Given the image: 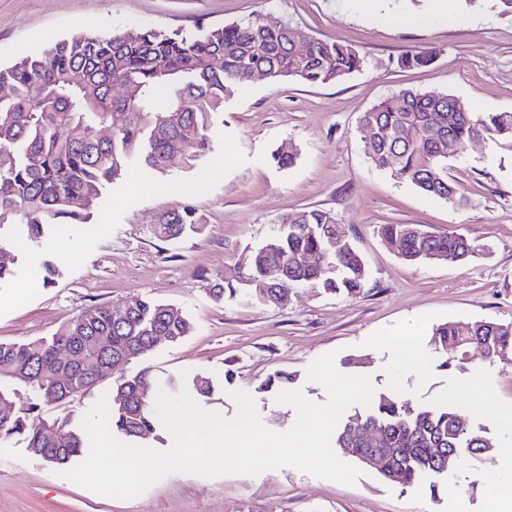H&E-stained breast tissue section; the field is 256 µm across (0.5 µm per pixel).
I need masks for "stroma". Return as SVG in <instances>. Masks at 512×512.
I'll return each instance as SVG.
<instances>
[{
    "mask_svg": "<svg viewBox=\"0 0 512 512\" xmlns=\"http://www.w3.org/2000/svg\"><path fill=\"white\" fill-rule=\"evenodd\" d=\"M435 4L383 0L390 21L382 24L355 0H0L2 65L80 33L127 34L143 26L193 32L257 16L354 46L365 58L359 71L326 85L246 80L224 103L212 152L191 167L128 176L93 208L90 223L58 226L42 244L12 234L9 247L20 263L0 283V342L49 337L88 307L119 308L146 295L181 308L192 333L113 369L61 404L33 408L30 390L16 387L15 409H30L34 422L64 418L78 427L121 378L146 366L163 381L209 376L214 392L203 406L227 418L236 411L231 392H245L262 423L281 432L294 424L296 411L276 393L259 392V384L285 372L293 389L325 401L307 369L332 351L339 365L359 359L356 375L411 406L453 401L485 429L495 450L465 459L434 498L423 486L391 484L366 467L351 486L285 467L218 478L174 472L120 500L63 478L62 466L16 439L0 449V512H491L490 483L512 494V478L499 469L512 457V435L459 390L478 378L512 406V366L475 350L464 367L445 368L430 345L433 328L446 321L512 322V139L483 140L449 159L448 179L467 199L462 207L393 178L364 151L362 113L403 89L448 94L473 112H512V16L501 13L497 0H448L456 16L450 26L396 22ZM410 50L432 52L433 63L401 68L398 61ZM285 141L299 157L281 168L271 154ZM147 182L154 186L148 195L140 189ZM188 207L202 215L201 232L156 236L161 213ZM309 209L333 214L341 242L362 255L368 281L359 295L295 288L278 306L213 299L209 286L223 280L226 268L249 270L253 251L274 226ZM381 224L460 233L485 251L464 267L410 264L378 234ZM45 260L58 271L50 284L40 270ZM407 350L429 358L428 374L409 369ZM228 367L235 371L229 383Z\"/></svg>",
    "mask_w": 512,
    "mask_h": 512,
    "instance_id": "obj_1",
    "label": "stroma"
}]
</instances>
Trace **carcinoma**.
I'll return each instance as SVG.
<instances>
[{"instance_id":"cac0c4a2","label":"carcinoma","mask_w":512,"mask_h":512,"mask_svg":"<svg viewBox=\"0 0 512 512\" xmlns=\"http://www.w3.org/2000/svg\"><path fill=\"white\" fill-rule=\"evenodd\" d=\"M296 30L268 26L255 17L240 23L165 33L142 28L135 37L110 38L78 34L51 49L26 55L0 66V283L14 274L18 257L7 241L16 228L36 243L63 223L86 224L91 207L112 185L133 171L166 173L185 168L211 150L213 116L224 111V100L241 84L247 69L285 79L321 85L337 82L359 70L364 58L353 46L319 39L300 55L293 49ZM433 60L428 51H410L399 65L424 67ZM133 112L134 123L116 124V116ZM369 133L365 151L371 163L423 193L462 203L448 181V158L458 155L478 135L484 139L512 137V112H468L459 99L403 89L361 116ZM112 135L98 137L99 128ZM298 152L281 144L271 155L280 167L294 164ZM202 218L193 210L166 212L155 225L156 235L175 239L198 232ZM377 232L392 242L406 261L440 259L464 267L481 248L462 234H438L421 224H381ZM338 225L324 210H303L283 220L252 256L247 279L264 288L242 287L235 269L209 288L215 301L244 298L266 305L281 293L306 288L315 294H360L368 270L360 253L351 248L336 253ZM314 256L332 266L309 264ZM272 266L282 269L277 282L266 281ZM193 330L183 311L147 296L128 301L123 315L109 305L92 306L63 324L51 337L23 343H0V403L10 399L15 385L26 386L37 398L31 409L87 392L100 367L118 366L144 358L161 344H173ZM106 336L109 345L99 339ZM431 344L446 356L442 366L468 363V351L479 346L494 363L512 362V323L488 320L448 321L437 325ZM68 345L70 360L57 349ZM149 368L122 379L112 389V426L125 438L147 446L160 421L149 394ZM189 391L200 399L213 392L211 380L193 377ZM382 432L387 456L379 474L399 473L400 483L426 484L431 497L464 457L476 458L495 447L480 427L472 426L448 401L413 408L391 392L371 398L366 411L350 416ZM52 464H66L83 452L81 434L70 421L58 418L37 425L29 411L0 418V448L15 438ZM341 450L365 447L363 436L346 426L335 439Z\"/></svg>"}]
</instances>
